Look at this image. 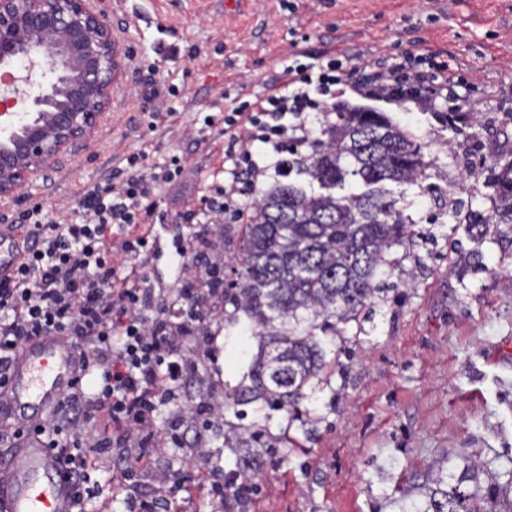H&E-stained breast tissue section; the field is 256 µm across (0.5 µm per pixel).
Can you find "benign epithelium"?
Listing matches in <instances>:
<instances>
[{
  "label": "benign epithelium",
  "mask_w": 512,
  "mask_h": 512,
  "mask_svg": "<svg viewBox=\"0 0 512 512\" xmlns=\"http://www.w3.org/2000/svg\"><path fill=\"white\" fill-rule=\"evenodd\" d=\"M94 0H0V202L92 141L128 68Z\"/></svg>",
  "instance_id": "obj_1"
}]
</instances>
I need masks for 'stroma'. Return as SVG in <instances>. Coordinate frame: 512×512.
<instances>
[{"mask_svg":"<svg viewBox=\"0 0 512 512\" xmlns=\"http://www.w3.org/2000/svg\"><path fill=\"white\" fill-rule=\"evenodd\" d=\"M97 0L124 37L131 61L108 119L93 142L77 146L33 183L29 197L0 207V225H24L42 205L75 218L83 193L123 169L140 151L145 167L171 157L181 177L157 192L163 223L152 226L161 250L143 257L151 285L163 292L177 276L178 246L204 220L206 197L224 184L225 111L235 99L263 93L293 46L330 47L344 70L407 50L451 54L471 84L466 105L483 127L466 139L430 112L386 107L408 128L432 166L418 190L413 218L436 212V187L456 180V157L473 169L512 150V0ZM212 126H204L205 116ZM437 241L426 276L388 302L371 320L349 323L337 341L350 375L303 401L312 428L304 439L284 412L251 403L224 411V435L214 442L225 473L260 462V490L245 512H397L396 498L414 468L445 458L485 462L512 457V226L506 243L482 246L488 272H449L454 243L465 232L435 225ZM212 358L198 362L215 399L236 385L255 357L256 340L237 346L223 320ZM300 438L285 447L283 431Z\"/></svg>","mask_w":512,"mask_h":512,"instance_id":"obj_1","label":"stroma"}]
</instances>
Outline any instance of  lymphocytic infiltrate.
I'll return each instance as SVG.
<instances>
[{
	"instance_id": "f902f5d3",
	"label": "lymphocytic infiltrate",
	"mask_w": 512,
	"mask_h": 512,
	"mask_svg": "<svg viewBox=\"0 0 512 512\" xmlns=\"http://www.w3.org/2000/svg\"><path fill=\"white\" fill-rule=\"evenodd\" d=\"M448 90L458 100L467 97L457 67L444 55L409 50L352 75L328 51L292 48L279 81L224 114V187L209 201L211 218L248 223L263 180L280 175L289 142L307 136L306 113L335 111L337 95L410 101L432 112ZM182 171L176 156L144 171L137 153L127 157L120 184L107 179L83 194L78 221L51 219L34 207L24 257L12 277L0 279L1 400L9 366L31 337L67 336L79 353V374L55 410L36 423L18 422L11 436H40L65 462L82 507L93 497L89 470L110 456L113 482L129 490L120 512H184L181 479L162 490L142 491L137 484L159 449L188 442L206 462L195 481L211 500L224 505L258 492L250 478L225 476L211 461L220 405L183 398L194 356L204 352L210 325L224 308L223 258L211 255L210 238L195 235L177 255L206 268L165 299L133 264L154 247L143 225L156 213V190ZM116 229L123 233L117 247L111 240Z\"/></svg>"
}]
</instances>
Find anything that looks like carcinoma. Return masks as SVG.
Instances as JSON below:
<instances>
[{"label": "carcinoma", "mask_w": 512, "mask_h": 512, "mask_svg": "<svg viewBox=\"0 0 512 512\" xmlns=\"http://www.w3.org/2000/svg\"><path fill=\"white\" fill-rule=\"evenodd\" d=\"M430 167L421 143L384 113L338 111L333 120L327 112L319 135L308 132L302 148L288 153L289 181L257 195L250 223L224 225L238 238L240 262L235 285L224 290V305L232 306L224 327L245 320L261 347L225 404L263 401L290 413L346 374L327 359L318 334L344 336L340 325L358 320L368 302L386 300L422 272L405 193L422 187ZM462 175L474 179L469 199L450 183L439 212L468 225L471 242L497 241L498 226L512 225V151L479 172L465 164ZM456 263L489 270L479 249L459 253ZM414 479L421 492L406 491L400 512H512V467L499 472L464 459L450 470L441 460Z\"/></svg>", "instance_id": "cac0c4a2"}]
</instances>
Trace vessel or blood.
Instances as JSON below:
<instances>
[{
    "mask_svg": "<svg viewBox=\"0 0 512 512\" xmlns=\"http://www.w3.org/2000/svg\"><path fill=\"white\" fill-rule=\"evenodd\" d=\"M23 256L11 225H0V278ZM77 354L68 337L40 336L16 355L8 379L12 411L33 420L50 414L76 377ZM75 489L57 456L37 435L0 460V512H75Z\"/></svg>",
    "mask_w": 512,
    "mask_h": 512,
    "instance_id": "obj_1",
    "label": "vessel or blood"
}]
</instances>
